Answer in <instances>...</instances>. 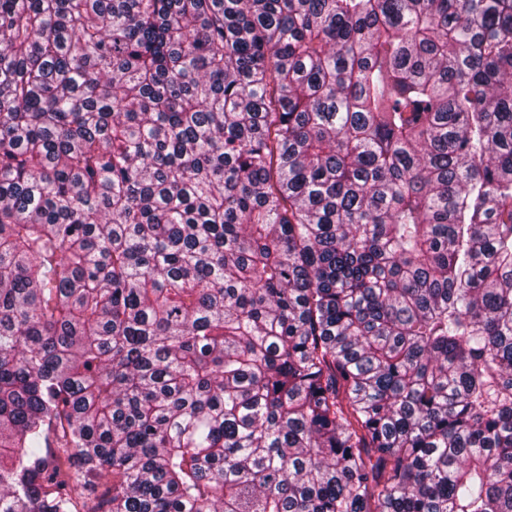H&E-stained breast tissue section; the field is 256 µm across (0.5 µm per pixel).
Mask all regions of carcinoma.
I'll return each instance as SVG.
<instances>
[{"mask_svg":"<svg viewBox=\"0 0 512 512\" xmlns=\"http://www.w3.org/2000/svg\"><path fill=\"white\" fill-rule=\"evenodd\" d=\"M0 512H512V0H0Z\"/></svg>","mask_w":512,"mask_h":512,"instance_id":"carcinoma-1","label":"carcinoma"}]
</instances>
